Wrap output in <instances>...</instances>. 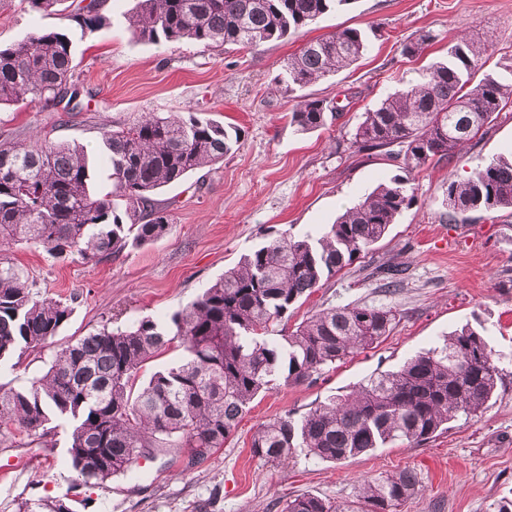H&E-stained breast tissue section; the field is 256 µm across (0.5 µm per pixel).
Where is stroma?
I'll return each mask as SVG.
<instances>
[{
  "mask_svg": "<svg viewBox=\"0 0 512 512\" xmlns=\"http://www.w3.org/2000/svg\"><path fill=\"white\" fill-rule=\"evenodd\" d=\"M136 0H102L104 21L89 31L71 16L51 14L28 0H0V46L37 29L65 30L74 56L79 108L67 113L46 103L0 109V141H26L37 131L86 146L93 190L107 192L111 170L101 155V134L147 112L193 114L235 126L240 140L223 161L165 188L159 202L171 212L168 233L128 245L118 257L95 261L74 254L52 258L39 246L4 248L0 259L22 268L43 295L74 298V312L41 353L19 363L0 362V385L21 386L42 374L57 347L104 324L159 321L195 300L241 256L274 234L296 238L322 233L347 207L397 174L384 154L355 153L353 134L365 109L419 80L445 59L460 35L491 45L485 72L512 65V0H352L306 32L327 36L347 27L369 38L368 52L348 69L307 87L333 101L341 116L331 126L302 133L288 122L294 102L280 85L299 39L254 49L209 50L191 42L154 45L137 40L127 17ZM434 40L419 55L402 45L419 30ZM512 155V102L468 142L448 165L416 173V201L402 211L384 239L301 299L281 326L291 331L314 311L360 304L386 307L397 318L371 349L326 371L317 382L294 384L255 400L223 448L198 465L138 459L106 487L81 489L73 512H282L286 500L309 492L332 501L354 499L360 480L414 471L419 491L399 512H495L512 498V211L474 213L447 221L449 175L467 177L478 166ZM406 268L396 293L379 286L376 270ZM469 325L499 354L504 382L488 408L458 418L427 444L405 441L333 464L295 451L288 464L250 453L256 427L284 412L302 414L316 402L349 393L379 373L398 369L418 351ZM70 425L58 421L52 445H0V512L61 497L70 483Z\"/></svg>",
  "mask_w": 512,
  "mask_h": 512,
  "instance_id": "stroma-1",
  "label": "stroma"
}]
</instances>
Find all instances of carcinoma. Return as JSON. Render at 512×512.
<instances>
[{
	"label": "carcinoma",
	"instance_id": "carcinoma-1",
	"mask_svg": "<svg viewBox=\"0 0 512 512\" xmlns=\"http://www.w3.org/2000/svg\"><path fill=\"white\" fill-rule=\"evenodd\" d=\"M351 0H137L129 28L152 44L190 41L207 49L283 42ZM89 30L99 8L76 7ZM434 40L428 30L404 44L415 56ZM369 40L356 28L304 43L288 58L292 93L358 61ZM491 48L466 37L448 47L422 80L362 113L352 145L399 163L402 174L381 183L318 238L271 237L244 255L163 325L145 317L128 327L107 325L58 349L47 371L18 389L0 388V436L44 439L52 419L67 420L70 489L101 486L141 457L187 449L190 462L208 459L238 427L260 394L311 383L388 335L392 309L329 306L295 330L268 333L298 301L378 243L413 202L412 174L451 163L457 150L485 132L512 100V82L476 78ZM72 43L61 31L36 30L0 48V106L65 103L74 111ZM323 99L299 97L289 124L300 132L339 119ZM239 131L190 114L148 113L102 133L112 173L106 193L90 190L84 147L36 139L0 143V248L40 244L56 259L77 253L96 261L119 255L128 239L163 237L170 218L155 196L190 174L224 160ZM448 221L479 211L512 210V158L499 157L462 180L448 179ZM405 269L381 272L397 290ZM72 300L41 296L28 275L0 261V359L38 351L59 335ZM177 345L179 365L135 388L140 370ZM502 383L499 357L476 329L465 326L440 345L408 358L396 371L368 379L350 393L285 413L261 424L252 456L274 464L300 448L309 457L340 462L398 440L422 444L460 416L483 412ZM417 476L400 471L360 484L356 501L338 504L312 493L288 500L283 512H397L416 495Z\"/></svg>",
	"mask_w": 512,
	"mask_h": 512
}]
</instances>
